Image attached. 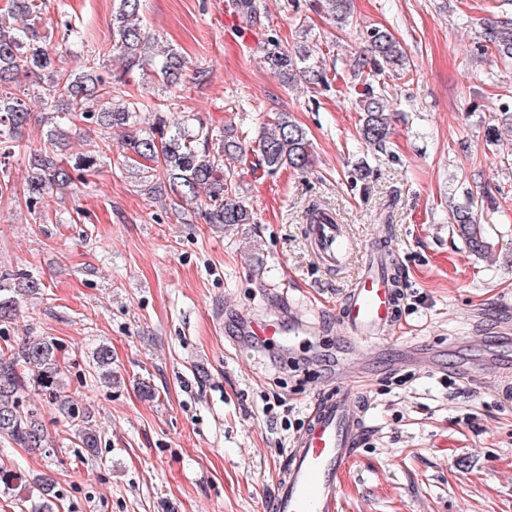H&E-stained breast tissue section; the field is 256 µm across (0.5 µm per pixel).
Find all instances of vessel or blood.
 I'll return each instance as SVG.
<instances>
[{"label": "vessel or blood", "mask_w": 512, "mask_h": 512, "mask_svg": "<svg viewBox=\"0 0 512 512\" xmlns=\"http://www.w3.org/2000/svg\"><path fill=\"white\" fill-rule=\"evenodd\" d=\"M308 234L317 260L328 268L343 266L352 255L345 225L328 211L310 218ZM396 262L386 245L374 244L340 305L337 318L347 340L387 336L403 302L396 288ZM238 333L281 349L303 330L293 315H241ZM351 387L320 395L279 472L270 512H337L338 477L356 455L365 431L366 411L352 401Z\"/></svg>", "instance_id": "vessel-or-blood-1"}]
</instances>
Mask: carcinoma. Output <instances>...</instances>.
Instances as JSON below:
<instances>
[{
  "mask_svg": "<svg viewBox=\"0 0 512 512\" xmlns=\"http://www.w3.org/2000/svg\"><path fill=\"white\" fill-rule=\"evenodd\" d=\"M52 0H0V154L8 156L31 120L26 101L11 90L22 73L35 75L32 95L47 112L50 129L47 143L28 155L29 171L23 185L27 206L46 209L53 193L74 182L73 173L90 172L99 164L94 154L75 155L71 166L58 160L63 148L64 126L92 124L102 141L111 138L112 130L128 131L120 147L141 159L158 160L161 169L138 173L139 186L148 187L156 172H161L172 194L179 200L193 202L206 196L204 218L208 224L226 227L254 223L250 206L232 196L236 188L240 161L246 143L235 135L224 137L222 144H211L213 136L201 121L188 122L173 131L165 130L162 112L165 104L134 98L125 90L124 75L148 65L164 84H176L187 68L185 57L173 48L156 54L152 39L143 29L141 0H118L112 18V50L124 59L123 73L103 71L100 58L91 54L84 58L78 73L54 68L51 50L50 13ZM328 15L343 27L352 23L350 0H325ZM482 38L492 45L500 59L512 62V21L500 20L486 26ZM309 56L291 55L287 51L267 53L266 63L272 72L286 82L321 85L324 73L308 63ZM355 76L367 81L359 100L361 139L369 145H382L391 136L390 107L386 88L369 82L381 76H400L408 70V57L400 42L386 31L373 33L369 55L357 59ZM150 112L154 123L147 130L138 127L140 114ZM263 163L271 170L283 166L302 170L312 161L311 143L304 129L281 112L255 144ZM454 226L471 251L485 254L491 244L478 222V205L470 199L455 208ZM43 283L24 277L16 283L0 274V327L16 316L18 296H35ZM56 345L44 338L30 339L17 351L0 349V439L33 452H49V434L41 413L25 404L28 391L45 397L70 418H76L71 396L56 356ZM95 363L100 379L112 383V354L102 347ZM79 446L93 456L98 451V432L89 425L77 428ZM37 500L33 512H55V479L48 473L34 478Z\"/></svg>",
  "mask_w": 512,
  "mask_h": 512,
  "instance_id": "obj_1",
  "label": "carcinoma"
}]
</instances>
